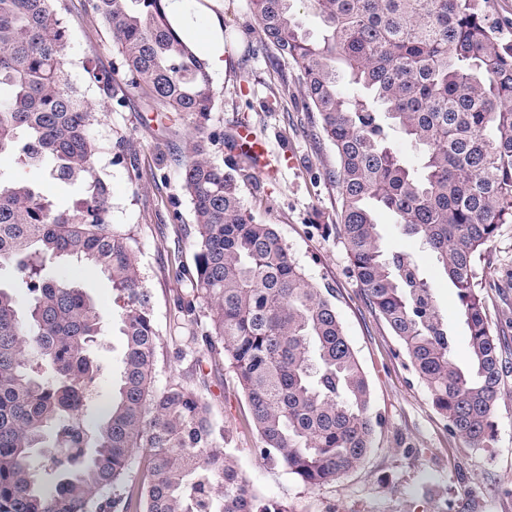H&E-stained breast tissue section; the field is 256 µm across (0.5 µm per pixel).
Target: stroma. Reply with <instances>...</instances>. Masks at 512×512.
I'll list each match as a JSON object with an SVG mask.
<instances>
[{
    "instance_id": "obj_1",
    "label": "stroma",
    "mask_w": 512,
    "mask_h": 512,
    "mask_svg": "<svg viewBox=\"0 0 512 512\" xmlns=\"http://www.w3.org/2000/svg\"><path fill=\"white\" fill-rule=\"evenodd\" d=\"M223 3L229 64L211 75L215 104L208 127L229 135L245 124L266 141L269 163L251 170L242 188L244 201L259 221L275 225L306 276L332 292L381 425L363 464L330 485L306 488L282 467L257 457V434L234 373L225 364L195 368L188 351L198 330L177 312L182 285L173 271L194 266L195 223L181 176L192 126L185 116L158 112L150 98L132 91L123 105L101 107L93 135L103 147L98 166L112 188V222L131 234L152 294L160 331L156 387L183 380L199 391L214 421L229 431L243 474L288 512H512V374L496 404L487 447H469L449 432L401 342L368 305L352 272L339 232L336 152L304 108L295 68L272 64L249 0ZM58 4L70 31L63 55L69 79L88 102L99 105V90L83 65L91 59L100 70L111 71L120 62L118 48L92 0ZM285 80L291 83L288 97L274 100ZM378 222L387 251L412 254L430 278L437 303L456 330L454 358L465 362L469 343L451 284L393 215L379 212ZM479 266L486 315L512 365V224L499 226ZM123 349L119 321L109 319L96 349L105 368L96 386L99 404L112 396Z\"/></svg>"
}]
</instances>
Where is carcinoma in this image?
<instances>
[{
	"instance_id": "cac0c4a2",
	"label": "carcinoma",
	"mask_w": 512,
	"mask_h": 512,
	"mask_svg": "<svg viewBox=\"0 0 512 512\" xmlns=\"http://www.w3.org/2000/svg\"><path fill=\"white\" fill-rule=\"evenodd\" d=\"M297 1L320 20L319 37L298 22ZM55 2L0 0V155L82 188L57 209L25 180L0 179V266L13 265L31 293L22 312L0 287V512H288L243 475L198 393L179 382L155 386L152 296L132 238L112 224L102 146L91 137L98 112L70 82L69 28ZM250 2L263 42L297 68L305 108L336 151L340 233L360 287L448 431L487 446L504 369L477 259L499 225L512 224V38L491 20L488 0ZM93 9L112 32L126 86L193 123L183 187L195 270L179 313L229 361L256 454L307 488L335 482L363 464L380 424L335 304L274 225L245 205L251 159L214 160L211 146L224 135L207 131L208 65L173 29L164 0H93ZM84 71L105 99L117 97L112 75L90 60ZM345 80L363 94L343 96ZM393 128L419 146L417 165L390 144ZM380 210L422 241L456 288L468 365L453 359L455 331L423 270L408 253L387 255ZM62 258L107 274L126 339L94 428L86 410L105 321L70 274H46ZM49 438L57 452L46 456ZM134 448L146 453V473L128 485Z\"/></svg>"
}]
</instances>
